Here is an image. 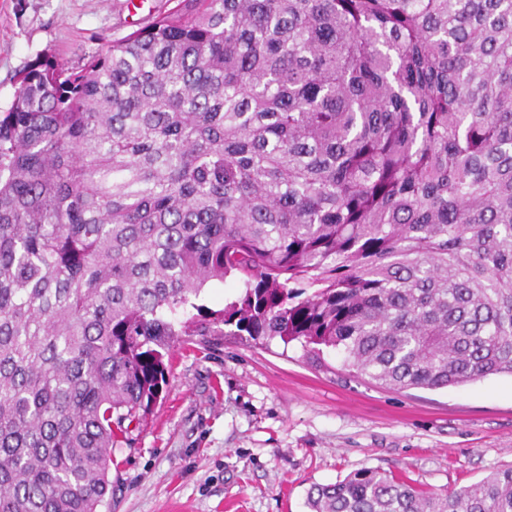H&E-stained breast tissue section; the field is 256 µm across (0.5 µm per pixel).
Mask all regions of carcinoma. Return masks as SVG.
<instances>
[{
    "label": "carcinoma",
    "mask_w": 512,
    "mask_h": 512,
    "mask_svg": "<svg viewBox=\"0 0 512 512\" xmlns=\"http://www.w3.org/2000/svg\"><path fill=\"white\" fill-rule=\"evenodd\" d=\"M237 277L224 309L195 304ZM224 324L391 388L512 375V0H179L0 113V512H99ZM309 512H512L378 469Z\"/></svg>",
    "instance_id": "1"
}]
</instances>
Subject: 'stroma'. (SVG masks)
Here are the masks:
<instances>
[{"label":"stroma","mask_w":512,"mask_h":512,"mask_svg":"<svg viewBox=\"0 0 512 512\" xmlns=\"http://www.w3.org/2000/svg\"><path fill=\"white\" fill-rule=\"evenodd\" d=\"M177 0H0V113L36 57L77 68ZM160 400L112 451L110 512H308L312 484L381 469L457 491L512 466V376L393 390L296 342L180 337Z\"/></svg>","instance_id":"obj_1"}]
</instances>
